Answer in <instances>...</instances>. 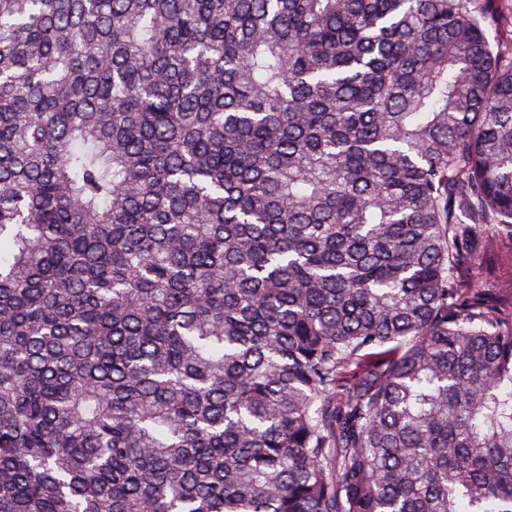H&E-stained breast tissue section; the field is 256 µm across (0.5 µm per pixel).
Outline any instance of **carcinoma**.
Returning <instances> with one entry per match:
<instances>
[{
  "label": "carcinoma",
  "mask_w": 512,
  "mask_h": 512,
  "mask_svg": "<svg viewBox=\"0 0 512 512\" xmlns=\"http://www.w3.org/2000/svg\"><path fill=\"white\" fill-rule=\"evenodd\" d=\"M498 0H0V512H512ZM484 262L477 277L489 303L505 318L512 310V250L508 243L483 245Z\"/></svg>",
  "instance_id": "1"
}]
</instances>
